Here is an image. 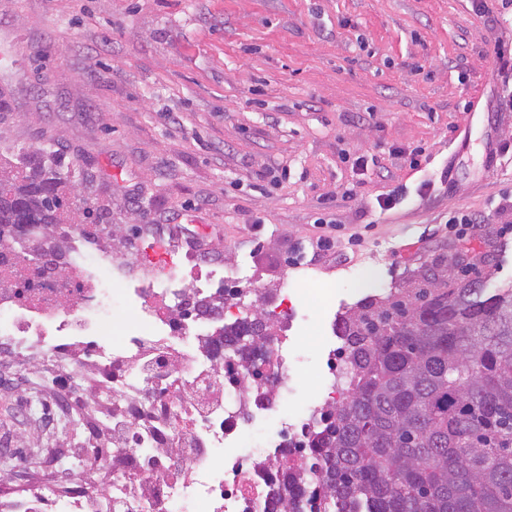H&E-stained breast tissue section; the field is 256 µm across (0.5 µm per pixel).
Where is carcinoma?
Returning <instances> with one entry per match:
<instances>
[{
	"label": "carcinoma",
	"mask_w": 512,
	"mask_h": 512,
	"mask_svg": "<svg viewBox=\"0 0 512 512\" xmlns=\"http://www.w3.org/2000/svg\"><path fill=\"white\" fill-rule=\"evenodd\" d=\"M19 162L22 177L0 182V239L9 224L56 230L69 206L54 154ZM456 267L337 320L346 391L315 420L304 472L271 484L268 512L295 499L296 512H512V287ZM224 335L242 353L267 326Z\"/></svg>",
	"instance_id": "carcinoma-1"
}]
</instances>
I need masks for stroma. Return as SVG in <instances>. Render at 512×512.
<instances>
[{
  "label": "stroma",
  "instance_id": "35a3bbf8",
  "mask_svg": "<svg viewBox=\"0 0 512 512\" xmlns=\"http://www.w3.org/2000/svg\"><path fill=\"white\" fill-rule=\"evenodd\" d=\"M510 46L512 0H0V168L52 151L75 168L72 204L117 237L168 226L247 263L225 290L268 312L289 295L300 408L326 399L320 351L363 298L453 257L512 286V88L496 57ZM416 148L428 162L413 169ZM363 158L379 172L361 174ZM400 186L408 199L381 213ZM456 211L478 222L469 243L444 224ZM64 376L0 367V445L38 441L0 500L55 479L72 448L53 398Z\"/></svg>",
  "mask_w": 512,
  "mask_h": 512
}]
</instances>
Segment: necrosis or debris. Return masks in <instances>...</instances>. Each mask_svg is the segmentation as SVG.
<instances>
[{
	"instance_id": "4bbe7bcc",
	"label": "necrosis or debris",
	"mask_w": 512,
	"mask_h": 512,
	"mask_svg": "<svg viewBox=\"0 0 512 512\" xmlns=\"http://www.w3.org/2000/svg\"><path fill=\"white\" fill-rule=\"evenodd\" d=\"M108 224H71L65 237L27 249L0 241V362L34 354L98 375L88 393L109 403L111 448L86 451L61 472L77 491L29 483L22 512H266L270 481L302 469L320 409L285 411L286 336H267L247 372L218 355L203 319L183 316L186 296H218L245 267L176 250L167 239L111 245ZM203 268L185 288L187 268ZM132 321L112 332L115 310ZM259 460L245 466L242 432Z\"/></svg>"
}]
</instances>
